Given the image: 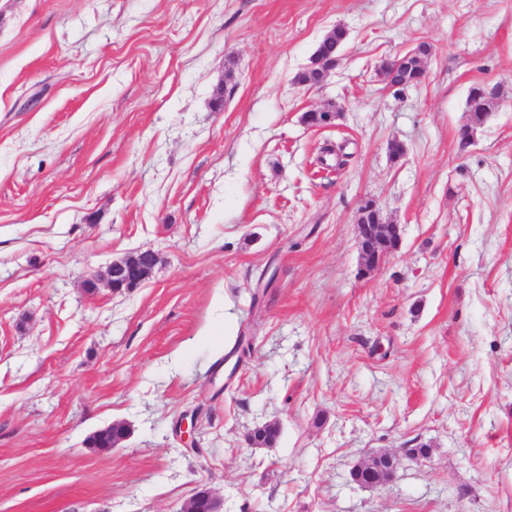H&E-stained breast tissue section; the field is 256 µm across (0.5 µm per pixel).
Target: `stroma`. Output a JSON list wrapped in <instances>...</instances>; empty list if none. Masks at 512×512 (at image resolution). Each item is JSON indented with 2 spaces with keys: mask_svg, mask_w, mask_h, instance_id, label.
<instances>
[{
  "mask_svg": "<svg viewBox=\"0 0 512 512\" xmlns=\"http://www.w3.org/2000/svg\"><path fill=\"white\" fill-rule=\"evenodd\" d=\"M422 42L421 82H383ZM368 198L402 242L364 275ZM143 247L140 287L84 288ZM200 485L223 512H512V0H0V512H181ZM347 35V32L342 27L334 28L320 41L314 56L325 64L334 59L337 60L347 40ZM496 97L495 90L485 85L477 84L470 89L467 105L470 112L469 123L467 126L475 131L477 126L483 124L487 117L493 99ZM127 432L128 430L125 423L122 421H116L90 436L89 443L91 448H97L98 450L110 449L114 442H118L125 438ZM280 434V427L266 423L262 426L256 427L248 435L246 442L252 448H268L272 447Z\"/></svg>",
  "mask_w": 512,
  "mask_h": 512,
  "instance_id": "stroma-1",
  "label": "stroma"
}]
</instances>
